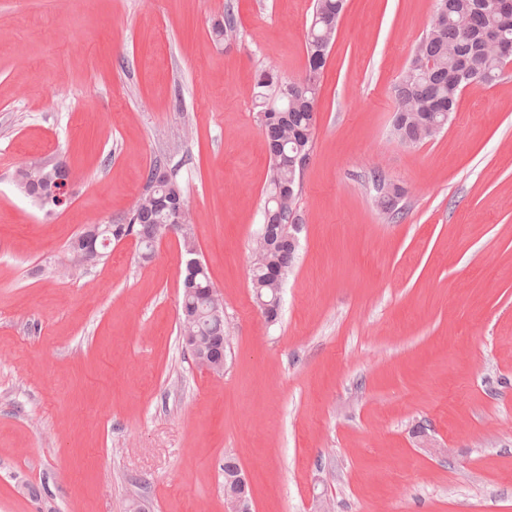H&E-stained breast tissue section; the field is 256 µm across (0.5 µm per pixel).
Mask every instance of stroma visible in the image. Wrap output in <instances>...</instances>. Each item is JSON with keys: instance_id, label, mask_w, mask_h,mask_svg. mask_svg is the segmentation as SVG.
<instances>
[{"instance_id": "1", "label": "stroma", "mask_w": 512, "mask_h": 512, "mask_svg": "<svg viewBox=\"0 0 512 512\" xmlns=\"http://www.w3.org/2000/svg\"><path fill=\"white\" fill-rule=\"evenodd\" d=\"M434 10L348 0L271 325L252 91L260 67L303 73L313 0H0V512H224L228 456L254 512H512V72L468 86L436 138L396 140ZM42 160L73 178L51 213L17 186ZM157 162L224 297L220 375L183 343L176 236L147 261L129 240L69 263ZM376 175L404 188L400 219Z\"/></svg>"}]
</instances>
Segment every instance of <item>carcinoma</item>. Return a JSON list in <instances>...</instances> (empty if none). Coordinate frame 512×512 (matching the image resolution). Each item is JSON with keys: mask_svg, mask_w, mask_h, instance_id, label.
<instances>
[{"mask_svg": "<svg viewBox=\"0 0 512 512\" xmlns=\"http://www.w3.org/2000/svg\"><path fill=\"white\" fill-rule=\"evenodd\" d=\"M345 6L346 0H315L307 33L304 75L288 79L273 69H262L255 80L257 121L265 133L272 164L269 201L265 202L264 223L255 240L251 281L255 295L266 305L263 313L268 320H277L279 314L278 295L283 283L276 277H285L295 258L294 252L279 246L280 237L285 226L302 223L295 200L303 170L293 164L292 158H310L321 76ZM496 28L502 38L512 40V27L500 28L498 16L478 0H438L437 14L395 87L393 134L401 143L412 146L438 135L421 127L415 118V113L427 105H443L444 110L436 116L440 129H446L453 121L461 86L449 82L448 73L456 71L467 82L488 87L498 82L502 59L494 46L482 42L483 33ZM156 181L159 189L142 194L128 222L102 225L100 240L117 242L132 235L145 247L163 235L171 210L185 208L187 203L182 188L158 163L149 168L146 188ZM211 288L208 273L197 275L192 290L183 292L181 312L197 317L193 330L198 346H188L194 359L199 362L201 354L207 353L213 362L222 364L226 358L224 318L211 312L223 304Z\"/></svg>", "mask_w": 512, "mask_h": 512, "instance_id": "obj_1", "label": "carcinoma"}]
</instances>
